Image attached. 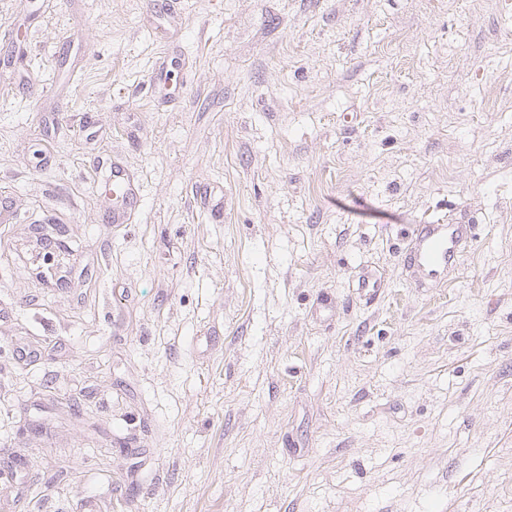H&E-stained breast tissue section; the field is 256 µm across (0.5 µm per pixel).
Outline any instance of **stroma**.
Instances as JSON below:
<instances>
[{
    "instance_id": "stroma-1",
    "label": "stroma",
    "mask_w": 512,
    "mask_h": 512,
    "mask_svg": "<svg viewBox=\"0 0 512 512\" xmlns=\"http://www.w3.org/2000/svg\"><path fill=\"white\" fill-rule=\"evenodd\" d=\"M7 458L0 512H512V0H0ZM136 194L137 187L126 169L122 166H112L113 201L119 204L112 213L114 223L130 221L137 203ZM471 224H420L413 248L414 261L429 274L438 275L456 263L469 238Z\"/></svg>"
}]
</instances>
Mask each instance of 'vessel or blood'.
<instances>
[{"label": "vessel or blood", "mask_w": 512, "mask_h": 512, "mask_svg": "<svg viewBox=\"0 0 512 512\" xmlns=\"http://www.w3.org/2000/svg\"><path fill=\"white\" fill-rule=\"evenodd\" d=\"M112 195L116 203L113 221H130L137 203V187L124 167L112 169ZM472 236L473 227L469 224L420 225L413 258L428 273L440 274L458 261Z\"/></svg>", "instance_id": "vessel-or-blood-1"}]
</instances>
